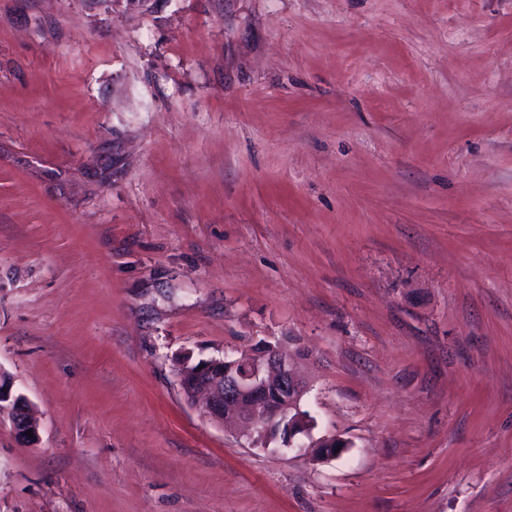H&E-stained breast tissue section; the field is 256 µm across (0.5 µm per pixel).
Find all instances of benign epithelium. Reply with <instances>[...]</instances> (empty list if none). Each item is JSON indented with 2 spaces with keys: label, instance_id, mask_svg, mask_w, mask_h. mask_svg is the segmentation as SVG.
<instances>
[{
  "label": "benign epithelium",
  "instance_id": "7a95c632",
  "mask_svg": "<svg viewBox=\"0 0 512 512\" xmlns=\"http://www.w3.org/2000/svg\"><path fill=\"white\" fill-rule=\"evenodd\" d=\"M301 355L285 354L277 346L259 341L234 356L209 359L195 371L196 382L190 399L200 398L202 413L217 425L232 422L238 425L248 444L266 448L273 441L290 448L305 436L309 442L299 450L316 461H330L340 456L336 449H345L344 440L334 436L310 438L313 420L304 413L303 398L308 391L300 369ZM17 402L14 414L26 416L28 428L12 427L25 444H37L39 423L28 400L13 389V380L0 369V402ZM33 437H27V433Z\"/></svg>",
  "mask_w": 512,
  "mask_h": 512
}]
</instances>
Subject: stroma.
I'll list each match as a JSON object with an SVG mask.
<instances>
[{
	"mask_svg": "<svg viewBox=\"0 0 512 512\" xmlns=\"http://www.w3.org/2000/svg\"><path fill=\"white\" fill-rule=\"evenodd\" d=\"M305 351L318 462L178 360ZM0 512H512V0H0ZM3 400H13L14 402H17L16 408L13 410L14 414L16 415H24L26 416L25 424H28L27 429H19L18 428V419H14L13 416L9 415L11 418V424L12 427L18 436V438L21 440L22 443H25V445H35L40 439L39 435V423L36 420V418L33 416L30 408V404L28 400L21 394H17L16 391L13 389V380L7 374L5 371L0 369V413L2 411H7L8 414L11 413L10 408H4L2 405ZM32 432L33 437L28 438L27 433ZM31 442V443H30Z\"/></svg>",
	"mask_w": 512,
	"mask_h": 512,
	"instance_id": "1",
	"label": "stroma"
}]
</instances>
